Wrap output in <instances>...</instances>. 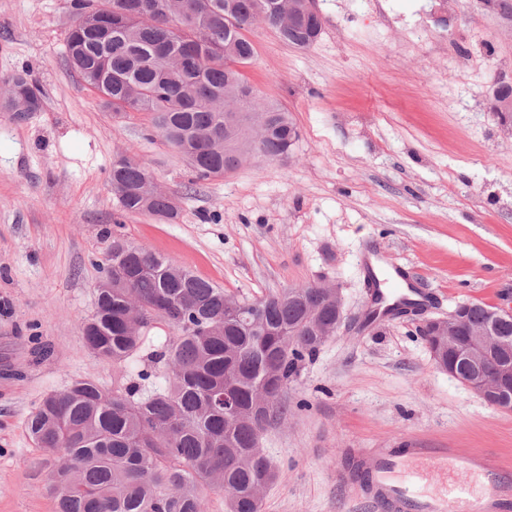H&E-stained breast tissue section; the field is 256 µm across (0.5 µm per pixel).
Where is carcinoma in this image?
<instances>
[{"instance_id":"1","label":"carcinoma","mask_w":512,"mask_h":512,"mask_svg":"<svg viewBox=\"0 0 512 512\" xmlns=\"http://www.w3.org/2000/svg\"><path fill=\"white\" fill-rule=\"evenodd\" d=\"M190 17H173L170 0H73L76 19L65 54L82 81L109 97L115 114L124 104L148 115L166 143L184 155L199 180L237 167L238 149L227 130L246 119L262 123L261 151L276 158L297 132L290 114L253 104L232 111L225 90L245 81L237 67L256 50L243 26L263 23L283 41L301 42L302 27L277 25L267 0H179ZM126 24L107 38L112 15ZM0 107L36 112L41 91L24 75L12 80ZM112 189L125 214L174 219L178 211L145 162L122 155L112 163ZM112 287H95L96 310L81 325L86 345L118 364L139 355L148 334L165 325L169 338L151 354L164 371L107 393L81 379L45 396L26 428L36 447L55 454L49 491L57 512H204L205 492L223 495L226 512H261L255 489L277 479L258 449V421L231 424L214 396L232 388L249 415L270 403L272 423L284 414L282 393L299 363L324 344L307 317L336 335V312L314 284L298 295L249 300L224 289L141 244L112 240ZM494 306L471 302L469 326L487 322ZM164 378L160 384L157 379Z\"/></svg>"}]
</instances>
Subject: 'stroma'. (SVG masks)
I'll list each match as a JSON object with an SVG mask.
<instances>
[{"mask_svg":"<svg viewBox=\"0 0 512 512\" xmlns=\"http://www.w3.org/2000/svg\"><path fill=\"white\" fill-rule=\"evenodd\" d=\"M317 7L311 48L250 32L246 81L298 128L288 159L251 157L199 181L146 114L114 115L70 70L71 0H0V90L24 70L43 94L24 119L0 112V512H56L47 454L25 426L43 397L136 376L80 331L116 238L240 298L339 290L340 331L300 364L285 418L260 438L280 472L262 512H350L345 478L372 448L489 450L512 467V412L437 369L414 317L360 325L369 252L410 274L429 315L512 306V137L490 110L494 87L512 80V13L488 0ZM121 155L182 196L176 219L119 214L109 173Z\"/></svg>","mask_w":512,"mask_h":512,"instance_id":"obj_1","label":"stroma"}]
</instances>
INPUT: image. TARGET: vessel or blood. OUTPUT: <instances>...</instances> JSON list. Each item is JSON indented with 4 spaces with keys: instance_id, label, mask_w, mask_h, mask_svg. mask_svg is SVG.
<instances>
[{
    "instance_id": "obj_1",
    "label": "vessel or blood",
    "mask_w": 512,
    "mask_h": 512,
    "mask_svg": "<svg viewBox=\"0 0 512 512\" xmlns=\"http://www.w3.org/2000/svg\"><path fill=\"white\" fill-rule=\"evenodd\" d=\"M381 296L423 302L395 271L382 275ZM365 498L378 512H512V473L487 451L376 448L358 460Z\"/></svg>"
}]
</instances>
